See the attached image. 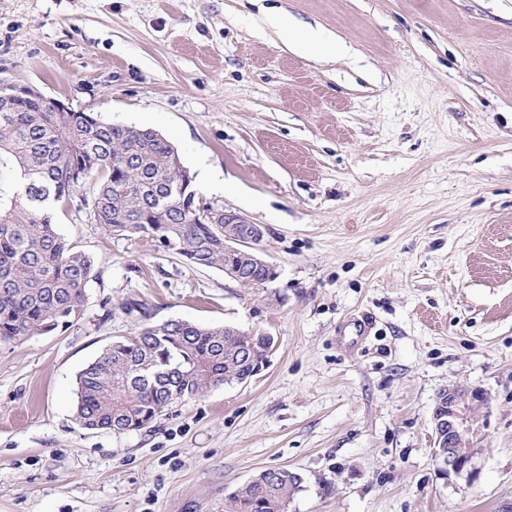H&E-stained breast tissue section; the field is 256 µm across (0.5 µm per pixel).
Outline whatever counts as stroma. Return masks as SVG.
<instances>
[{"label":"stroma","instance_id":"obj_1","mask_svg":"<svg viewBox=\"0 0 512 512\" xmlns=\"http://www.w3.org/2000/svg\"><path fill=\"white\" fill-rule=\"evenodd\" d=\"M315 33L338 52L296 48ZM0 72L164 136L201 203L265 228L278 272L251 288L58 215L95 276L70 327L0 341V512H229L275 467L303 477L288 512L512 501V0H0ZM134 301L276 349L152 427L86 429L77 377L141 329ZM451 386L487 395L469 477L434 457Z\"/></svg>","mask_w":512,"mask_h":512}]
</instances>
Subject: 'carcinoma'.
I'll return each mask as SVG.
<instances>
[{
	"mask_svg": "<svg viewBox=\"0 0 512 512\" xmlns=\"http://www.w3.org/2000/svg\"><path fill=\"white\" fill-rule=\"evenodd\" d=\"M174 153L159 135L90 112H54L44 101L12 112L0 102V340L63 329L84 311L94 264L57 233L60 211L85 209L110 234L148 236L190 266H224L223 225L200 223L197 211L147 215L155 178L182 180ZM250 348L262 358L266 337L182 319L146 323L80 371L76 419L91 430L148 428L169 405L250 377L241 355ZM302 482L296 472L258 474L231 495L233 512H288Z\"/></svg>",
	"mask_w": 512,
	"mask_h": 512,
	"instance_id": "cac0c4a2",
	"label": "carcinoma"
}]
</instances>
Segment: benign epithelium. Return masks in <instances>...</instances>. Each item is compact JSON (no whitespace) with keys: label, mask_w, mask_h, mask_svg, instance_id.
<instances>
[{"label":"benign epithelium","mask_w":512,"mask_h":512,"mask_svg":"<svg viewBox=\"0 0 512 512\" xmlns=\"http://www.w3.org/2000/svg\"><path fill=\"white\" fill-rule=\"evenodd\" d=\"M6 88L7 97L20 104L36 95L27 84L13 82ZM204 223L224 225V251L232 258L224 264L225 276L239 282L246 271L258 267L267 271V282L277 278L276 267L262 256L264 229L260 225L231 212H209ZM444 393V398L436 400L433 411L434 454L442 471L461 475L470 472L477 451L476 439L484 426L478 408L485 404L487 396L478 388L450 387Z\"/></svg>","instance_id":"1"}]
</instances>
